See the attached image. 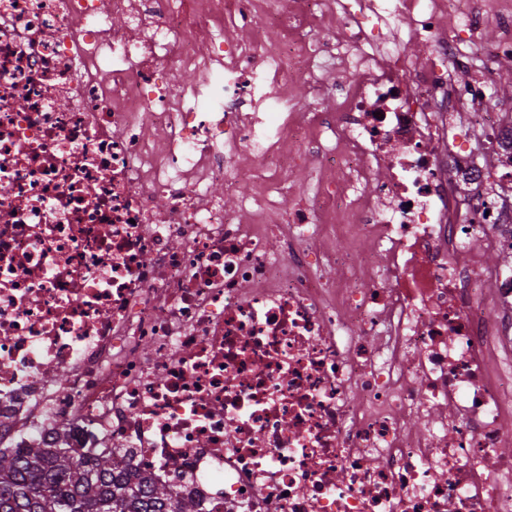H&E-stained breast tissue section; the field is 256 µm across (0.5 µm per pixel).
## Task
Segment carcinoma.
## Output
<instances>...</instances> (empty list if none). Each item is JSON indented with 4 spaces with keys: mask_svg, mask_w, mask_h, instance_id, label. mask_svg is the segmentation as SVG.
<instances>
[{
    "mask_svg": "<svg viewBox=\"0 0 512 512\" xmlns=\"http://www.w3.org/2000/svg\"><path fill=\"white\" fill-rule=\"evenodd\" d=\"M0 512H200L190 496L131 475L123 455H79L64 435L54 448L0 444Z\"/></svg>",
    "mask_w": 512,
    "mask_h": 512,
    "instance_id": "cac0c4a2",
    "label": "carcinoma"
}]
</instances>
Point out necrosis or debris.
Instances as JSON below:
<instances>
[{"mask_svg":"<svg viewBox=\"0 0 512 512\" xmlns=\"http://www.w3.org/2000/svg\"><path fill=\"white\" fill-rule=\"evenodd\" d=\"M487 22L511 60L512 0H0L7 443L201 512H512Z\"/></svg>","mask_w":512,"mask_h":512,"instance_id":"obj_1","label":"necrosis or debris"}]
</instances>
